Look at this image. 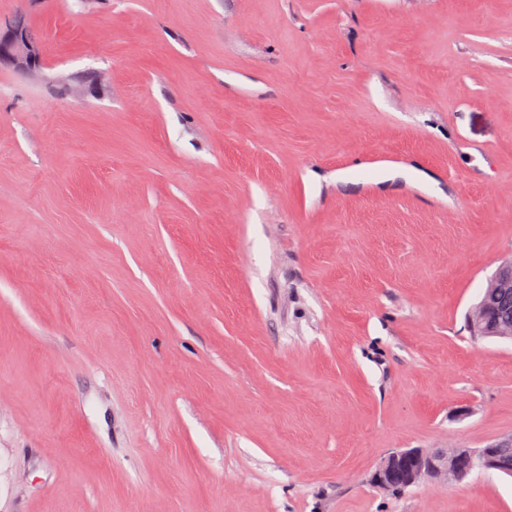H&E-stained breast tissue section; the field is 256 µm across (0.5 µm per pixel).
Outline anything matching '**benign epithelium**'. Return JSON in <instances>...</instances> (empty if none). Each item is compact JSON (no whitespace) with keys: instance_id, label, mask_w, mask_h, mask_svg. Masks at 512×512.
I'll use <instances>...</instances> for the list:
<instances>
[{"instance_id":"obj_1","label":"benign epithelium","mask_w":512,"mask_h":512,"mask_svg":"<svg viewBox=\"0 0 512 512\" xmlns=\"http://www.w3.org/2000/svg\"><path fill=\"white\" fill-rule=\"evenodd\" d=\"M7 61L18 69L40 64L37 44L28 30L18 23L0 34V63ZM512 255L503 259L489 281L488 293L479 298L469 314L473 334L512 342ZM492 470L512 476V435L488 448H405L390 453L378 466L372 482L393 487L414 483L456 482L475 469Z\"/></svg>"}]
</instances>
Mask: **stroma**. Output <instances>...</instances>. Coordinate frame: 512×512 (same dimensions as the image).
I'll use <instances>...</instances> for the list:
<instances>
[{"mask_svg":"<svg viewBox=\"0 0 512 512\" xmlns=\"http://www.w3.org/2000/svg\"><path fill=\"white\" fill-rule=\"evenodd\" d=\"M0 512H512L373 486L512 435V0H0ZM3 61L25 70L40 64L37 44L20 23L12 26L6 34H0V63ZM512 307V254L498 265L489 281V290L479 298L469 314L474 335L512 342V322L507 313Z\"/></svg>","mask_w":512,"mask_h":512,"instance_id":"35a3bbf8","label":"stroma"}]
</instances>
